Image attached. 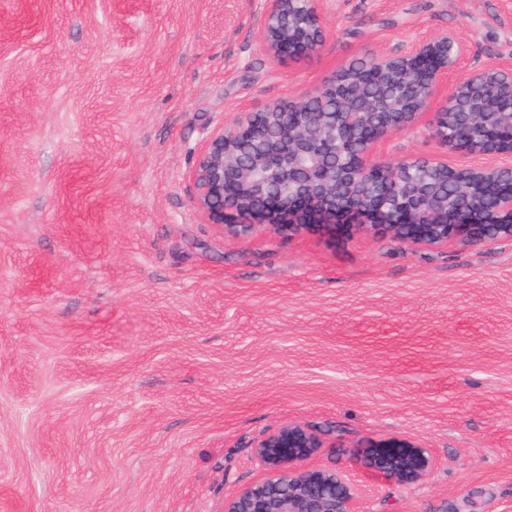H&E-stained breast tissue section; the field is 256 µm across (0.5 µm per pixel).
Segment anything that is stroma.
Here are the masks:
<instances>
[{"label": "stroma", "mask_w": 512, "mask_h": 512, "mask_svg": "<svg viewBox=\"0 0 512 512\" xmlns=\"http://www.w3.org/2000/svg\"><path fill=\"white\" fill-rule=\"evenodd\" d=\"M279 62L260 0H0V512H224L292 421L364 512H512V239L224 237L192 207L203 130L357 58L455 32L512 61V0H325ZM473 156L427 125L382 158ZM432 455L422 481L371 442ZM369 448L370 465L400 484L417 483L434 467L426 448L408 440L380 441Z\"/></svg>", "instance_id": "obj_1"}]
</instances>
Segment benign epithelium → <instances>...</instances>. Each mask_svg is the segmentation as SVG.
Returning <instances> with one entry per match:
<instances>
[{
	"label": "benign epithelium",
	"instance_id": "1",
	"mask_svg": "<svg viewBox=\"0 0 512 512\" xmlns=\"http://www.w3.org/2000/svg\"><path fill=\"white\" fill-rule=\"evenodd\" d=\"M322 0H262L256 39L275 59L322 45ZM468 54L450 32L369 58L378 82L355 60L297 100L243 112L207 131L188 171L192 206L224 237L272 232L386 235L441 248L512 239V165L451 167L440 157L380 159L389 137L429 119L450 149L512 156V109L486 101L492 87L512 101V63L491 62L448 84ZM437 111L429 112L433 106ZM323 447L308 428L285 422L263 435L253 458L267 477L224 501V512H363L356 488L326 469L298 463ZM370 465L400 484L434 467L408 440L375 444Z\"/></svg>",
	"mask_w": 512,
	"mask_h": 512
}]
</instances>
